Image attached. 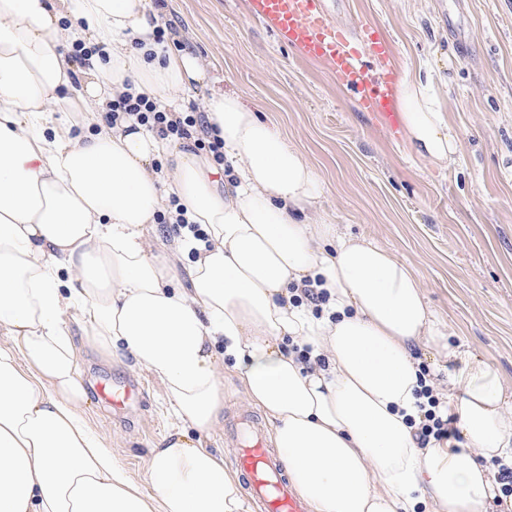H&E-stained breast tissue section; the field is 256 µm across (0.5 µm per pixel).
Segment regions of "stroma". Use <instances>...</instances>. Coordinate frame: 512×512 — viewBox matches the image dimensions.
I'll return each instance as SVG.
<instances>
[{
    "instance_id": "35a3bbf8",
    "label": "stroma",
    "mask_w": 512,
    "mask_h": 512,
    "mask_svg": "<svg viewBox=\"0 0 512 512\" xmlns=\"http://www.w3.org/2000/svg\"><path fill=\"white\" fill-rule=\"evenodd\" d=\"M335 18L362 21L392 41L397 76L422 71L459 142L454 165L420 158L401 120L364 112L323 65L299 60L253 19L246 0H165L170 48L197 57L204 84L177 93L203 111L210 91L236 93L274 123L315 167L320 218L345 237L390 251L418 278L448 327L455 355L443 365L467 378L478 365L512 394V0H330ZM66 323L79 346L85 390L99 377L145 384L144 404L123 415L87 399L93 432L143 493L147 462L173 430L161 383L128 355L106 357Z\"/></svg>"
}]
</instances>
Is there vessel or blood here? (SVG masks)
I'll return each instance as SVG.
<instances>
[{
	"mask_svg": "<svg viewBox=\"0 0 512 512\" xmlns=\"http://www.w3.org/2000/svg\"><path fill=\"white\" fill-rule=\"evenodd\" d=\"M329 0H247L250 15L271 30L278 42L295 50L302 60L323 64L337 82L359 96L361 105L384 116L395 93L393 75L378 76L351 49L337 27ZM135 380L122 383L103 378L95 384V398L122 410L142 398ZM235 447L233 465L245 489L261 512H311L306 499L296 494L284 463L273 452L267 432L254 415L243 413L229 435Z\"/></svg>",
	"mask_w": 512,
	"mask_h": 512,
	"instance_id": "obj_1",
	"label": "vessel or blood"
}]
</instances>
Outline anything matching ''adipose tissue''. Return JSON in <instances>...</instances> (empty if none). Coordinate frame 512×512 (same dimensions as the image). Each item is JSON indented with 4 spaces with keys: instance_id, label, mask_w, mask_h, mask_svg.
Segmentation results:
<instances>
[{
    "instance_id": "ef3b65f1",
    "label": "adipose tissue",
    "mask_w": 512,
    "mask_h": 512,
    "mask_svg": "<svg viewBox=\"0 0 512 512\" xmlns=\"http://www.w3.org/2000/svg\"><path fill=\"white\" fill-rule=\"evenodd\" d=\"M150 0H0V512H243L238 478L200 437L224 414L225 359L315 512H512L487 461L512 466L498 376L438 381L462 390L458 447H418L422 360L449 358L446 334L411 270L388 250L315 216L314 167L231 92L207 98L236 182L210 160L103 115L129 93L203 81L199 60L163 50ZM80 47L71 66L66 51ZM395 109L416 153L454 163L456 137L429 83L403 77ZM187 227L149 240L168 195ZM190 258L189 287L178 264ZM325 290L314 314L294 289ZM77 312L104 355H129L189 423L154 449L143 495L83 410ZM311 346L309 366L287 343Z\"/></svg>"
}]
</instances>
